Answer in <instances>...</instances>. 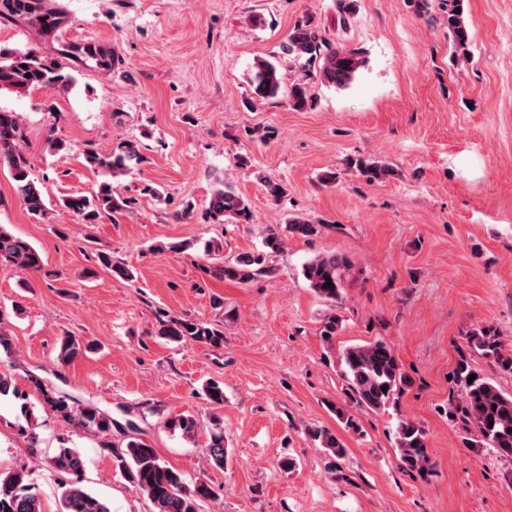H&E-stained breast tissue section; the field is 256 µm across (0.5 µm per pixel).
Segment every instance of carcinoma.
Masks as SVG:
<instances>
[{"label": "carcinoma", "mask_w": 512, "mask_h": 512, "mask_svg": "<svg viewBox=\"0 0 512 512\" xmlns=\"http://www.w3.org/2000/svg\"><path fill=\"white\" fill-rule=\"evenodd\" d=\"M464 0H440L447 14L448 31L459 61L469 58V32L463 12ZM26 19L39 26L46 35L54 34L63 22L60 12L51 0H0V21ZM64 57L78 54L92 59L107 70L115 56L112 50L96 45H67L61 51ZM283 56L304 71L299 78L286 80L281 64L258 59L253 64L250 85L260 101L281 96L288 106L303 109L313 99L306 71L315 68L321 81L339 89L348 87L356 78L364 60L358 53L334 46L317 28L309 23L299 24L289 33L283 46ZM73 81L61 63H45L34 51L0 50V91L26 92L30 89H66ZM24 126L19 113L0 108V164L7 166L15 191L33 214H44L46 203L41 184L32 176V166L23 150ZM86 166L103 180L88 194L68 196L62 205L74 213L83 224H97L101 219L114 218L131 207V199L119 191V179L134 166L143 162L138 144L123 140L108 155L95 151L84 154ZM360 170L372 181H385L395 170L382 160L360 163ZM208 213L220 223L247 222L251 219L248 201L229 185L214 188ZM320 225L303 216L288 221L286 232L302 237L315 236ZM286 237L270 231L264 246L267 253H277L284 247ZM265 253V254H267ZM265 254H242L232 262L213 265L208 272L239 284H246L268 272ZM0 261L13 265L22 273L37 272L43 265L41 254L27 240L14 236L0 227ZM351 261L343 254L329 253L309 260L303 266V277L320 297L333 302L340 295L344 277ZM331 286H326V283ZM342 327V319L330 311L322 319L320 336L330 342ZM157 334L173 342H196L212 347L224 344V330L220 325L194 318L171 317L159 323ZM469 347L493 362L504 372H512V350H504L495 338V332L480 327L467 332ZM83 350L79 340L66 336L60 344L59 359L66 364ZM342 376L356 404L361 408L381 411L396 402L410 384L394 348L383 339H373L344 349L340 354ZM476 379L468 381L470 375ZM459 394L448 402V416L457 418L476 431L480 445L501 458L512 460V394L500 390L489 377L478 372L467 358L458 361L453 375ZM41 401L66 423L94 433L109 434L112 416L93 403L81 404L60 396L35 376L30 377ZM13 396L20 401V414L30 420L34 416L28 394L19 390L11 377L0 373V396ZM204 395L213 405L224 404V386L209 381ZM166 428L191 439L199 428L193 414H176L167 419ZM398 461L402 469L420 473L430 468L426 446V432L418 425L403 420L398 425ZM311 440L338 458L345 456L346 448L338 435L328 428L309 431ZM207 464L222 469L226 463L224 424L214 417L209 428V442L203 448ZM115 475L125 479L139 490L153 505L152 512H201L203 503L215 498V491L202 478L188 480L179 470L168 466L155 448L144 440L131 438L124 450L112 451ZM47 467L62 476L60 481L59 512H112L109 504L83 485L85 457L77 448H59L46 461ZM32 472L25 467L0 471V512H45L42 501L33 492Z\"/></svg>", "instance_id": "cac0c4a2"}]
</instances>
